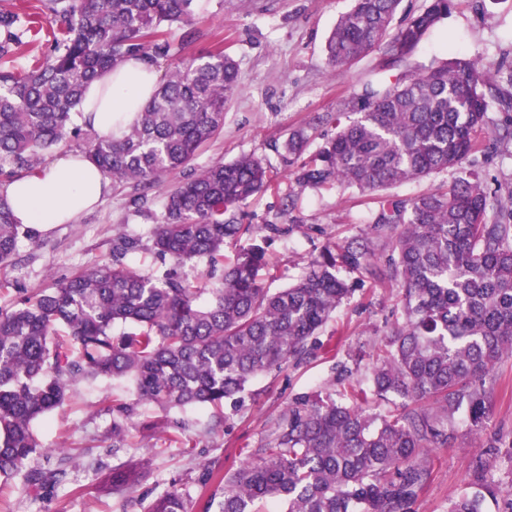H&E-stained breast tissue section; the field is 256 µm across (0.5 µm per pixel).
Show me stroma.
<instances>
[{"mask_svg":"<svg viewBox=\"0 0 512 512\" xmlns=\"http://www.w3.org/2000/svg\"><path fill=\"white\" fill-rule=\"evenodd\" d=\"M353 0H194L196 32L184 41L182 28L169 30L168 40L186 59L222 50L239 64L240 87L224 108V130L200 149L187 169L165 177L150 189L127 182L113 187L105 201L73 224H59L45 234L24 227L17 251L0 266V306L15 303L23 292L45 288L77 270L111 260L117 233L139 238L138 249L125 262L142 273L159 276L165 266L152 249L154 224L163 213L167 194L180 181L218 161L245 154L266 159L278 188L258 194L246 207L251 224H288L285 235L261 239L268 269L261 276L267 288L288 286L303 272L308 257L327 244L344 243L365 228L376 203L373 197L350 190L316 191L298 186L287 175L278 152L289 132L308 127L318 116L336 111L353 99L361 84L372 77L394 80L384 69L380 53L373 52L350 67L333 71L323 55L325 42L337 19ZM23 44L0 59V66L21 72L47 54L52 29L37 34L16 25ZM463 57L494 69L495 79L512 73V0H458L456 8L428 32L406 67L434 60ZM487 186L499 194L512 190V140H502L496 152L479 158ZM358 289L342 304L325 327L340 352L357 355L359 372L371 363L372 346L390 329L391 312L398 303L396 289L379 288L372 280L352 273ZM332 363L323 356L252 380L243 400L223 410L194 408L178 414L187 446L171 444L162 427L163 412L137 401L129 382L99 379L80 381L69 401L39 419L34 429L46 448H77L66 481L53 491L23 487L13 481L0 494V512H141L142 506L167 491H179L194 507L206 468L233 471L264 440L271 419L287 410L302 393L324 389ZM500 371L505 379L492 399L485 429L474 431L458 422L448 444L427 457L430 478L419 491L412 512H447L448 501L472 474L476 459L491 462V477L512 491V359ZM131 404L125 422L131 446H112L114 401ZM151 427L149 448L140 445L144 427ZM143 471L134 491H112L115 469Z\"/></svg>","mask_w":512,"mask_h":512,"instance_id":"1","label":"stroma"}]
</instances>
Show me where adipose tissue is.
<instances>
[{
	"label": "adipose tissue",
	"mask_w": 512,
	"mask_h": 512,
	"mask_svg": "<svg viewBox=\"0 0 512 512\" xmlns=\"http://www.w3.org/2000/svg\"><path fill=\"white\" fill-rule=\"evenodd\" d=\"M157 81L150 61H124L88 84L78 107L80 123L103 135L111 133L117 118L132 122L150 101ZM108 190L107 178L77 151L59 154L41 170L0 184L17 222L41 233L73 223Z\"/></svg>",
	"instance_id": "obj_1"
}]
</instances>
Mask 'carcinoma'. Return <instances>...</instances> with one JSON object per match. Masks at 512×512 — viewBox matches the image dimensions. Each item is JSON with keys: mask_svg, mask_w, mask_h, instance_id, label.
<instances>
[{"mask_svg": "<svg viewBox=\"0 0 512 512\" xmlns=\"http://www.w3.org/2000/svg\"><path fill=\"white\" fill-rule=\"evenodd\" d=\"M56 45L21 76L0 71V164L31 171L69 138L117 183L143 188L187 166L224 128V103L238 91L235 59L220 51L174 67L139 119L121 138L75 123L86 86L131 57L174 55L158 39L165 27L188 26L193 0H50ZM456 0H429L398 28L401 0H354L325 46V64L344 68L372 52L392 67L448 17ZM512 110L492 76L470 59L418 65L395 82L369 80L353 100L317 118L335 133L307 153L309 131H291L280 156L291 175L316 190L380 194L363 234L324 247L287 287L270 292L259 278L263 249L240 246L288 224H243L240 209L275 189L264 159L217 162L167 196L152 229V247L171 269L163 277L124 262L139 240L116 236L112 259L0 307V480L33 488L61 484L75 454L59 448L54 466H33L41 447L32 423L61 407L74 383L130 377L137 400L164 411L221 408L257 376L298 364L354 284L339 269L366 273L395 288L399 306L373 367L353 379L345 362L324 395L303 394L270 425L265 443L216 482L202 512H262L277 500L286 512H412L427 483L428 452L453 438L462 416L478 430L489 419L501 364L512 358V194L488 190L472 169L485 140L487 97ZM452 171L448 185L413 198L388 193L412 179ZM0 195V264L16 254L19 230ZM204 261L196 284L177 268ZM133 332L112 335L113 327ZM371 398L396 411L366 413ZM478 461L473 480L448 501V512H486L500 496ZM138 474L119 471L112 490L127 493ZM143 512H191L166 492Z\"/></svg>", "mask_w": 512, "mask_h": 512, "instance_id": "obj_1", "label": "carcinoma"}]
</instances>
